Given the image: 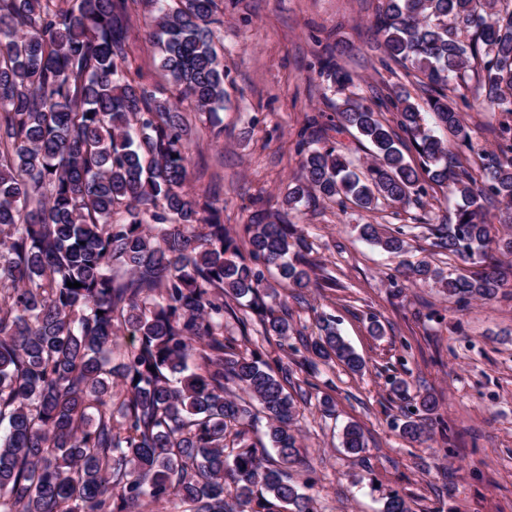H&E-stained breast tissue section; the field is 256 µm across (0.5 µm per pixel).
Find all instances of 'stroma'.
<instances>
[{"instance_id":"35a3bbf8","label":"stroma","mask_w":512,"mask_h":512,"mask_svg":"<svg viewBox=\"0 0 512 512\" xmlns=\"http://www.w3.org/2000/svg\"><path fill=\"white\" fill-rule=\"evenodd\" d=\"M381 3L220 0L227 100L216 118L189 115V188L220 195L229 231L248 223L260 203L286 213L283 189L297 169L300 140L321 137L365 166L367 149L336 117L334 105L342 96L368 101L387 83L422 100L380 46L374 20ZM128 9L129 59L145 80L167 87L158 48L147 37L151 14L142 0H129ZM335 43L346 47L337 61L355 78L344 93L317 74L320 57ZM215 119L224 129L217 139L210 131ZM452 208L451 194L443 191L429 193L420 207L371 213L320 199L300 208L298 228L312 244L311 256L337 285L289 299L294 332L288 342L294 347L300 336L314 335L318 315L329 313L366 363L359 375L338 362L296 370L311 398L300 407L302 460L290 472L317 512H383L395 492L412 512H512V296L459 308L428 286L408 284L394 296L389 280L403 259L429 255L439 267H462V260L433 255L423 227L427 217ZM365 223L412 225L405 257L363 241L357 227ZM374 318L383 336L370 335ZM224 334L239 349H260L268 360L298 358L294 351L284 353L279 338L264 341L256 325L240 328L230 316ZM395 377L409 383L412 396L428 391L440 400L431 445L399 438L396 426L414 402L392 394ZM325 393L336 400L331 417L318 408ZM350 422L364 432L363 456L349 455L341 445Z\"/></svg>"}]
</instances>
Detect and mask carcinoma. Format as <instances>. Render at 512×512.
<instances>
[{
    "instance_id": "cac0c4a2",
    "label": "carcinoma",
    "mask_w": 512,
    "mask_h": 512,
    "mask_svg": "<svg viewBox=\"0 0 512 512\" xmlns=\"http://www.w3.org/2000/svg\"><path fill=\"white\" fill-rule=\"evenodd\" d=\"M169 2L144 0L167 95L131 71L126 0H0V512H144L162 502L175 512H315L287 472L309 393L287 364L224 337V314H235L224 297L247 299L242 327L254 315L262 336L286 341L277 287L333 278L307 257L292 221L260 208L232 236L219 199L187 188L181 104L212 117L224 109L222 20L217 0ZM375 24L429 111L406 91L344 100L339 122L370 145L372 163L362 171L333 146L301 141L288 209L320 197L406 207L445 187L459 202L426 224L431 245L473 270L421 261L399 275L458 303L491 300L508 283L495 254L512 255V236H496L484 214L500 203V223L512 225V0H385ZM471 73L483 107L504 117L495 150L474 147L455 100ZM318 74L339 90L353 82L331 55ZM408 229L359 225L394 254ZM318 329L303 342L305 363L364 368L333 316L319 315ZM121 332L133 342L120 350ZM438 407L420 396L400 435L431 438ZM260 413L276 462L251 441ZM343 446L365 452L358 425L344 427Z\"/></svg>"
}]
</instances>
